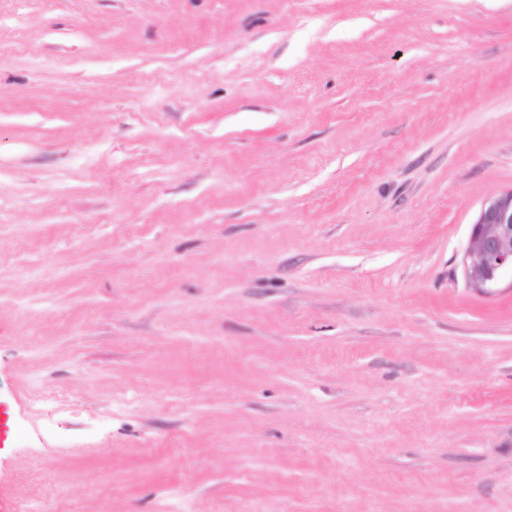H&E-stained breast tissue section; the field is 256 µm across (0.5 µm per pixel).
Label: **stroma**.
I'll return each mask as SVG.
<instances>
[{
	"label": "stroma",
	"instance_id": "1",
	"mask_svg": "<svg viewBox=\"0 0 512 512\" xmlns=\"http://www.w3.org/2000/svg\"><path fill=\"white\" fill-rule=\"evenodd\" d=\"M512 0H0L11 512H512ZM462 263L467 288L494 294L512 288V190L486 198L472 224Z\"/></svg>",
	"mask_w": 512,
	"mask_h": 512
}]
</instances>
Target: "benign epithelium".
Here are the masks:
<instances>
[{
	"instance_id": "1",
	"label": "benign epithelium",
	"mask_w": 512,
	"mask_h": 512,
	"mask_svg": "<svg viewBox=\"0 0 512 512\" xmlns=\"http://www.w3.org/2000/svg\"><path fill=\"white\" fill-rule=\"evenodd\" d=\"M462 263L473 292L491 295L504 283L512 288V190L482 202Z\"/></svg>"
}]
</instances>
